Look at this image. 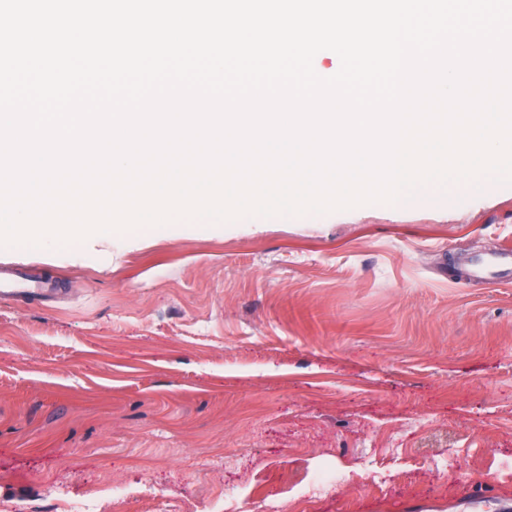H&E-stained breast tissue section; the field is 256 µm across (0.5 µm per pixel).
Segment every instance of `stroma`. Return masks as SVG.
<instances>
[{"label":"stroma","mask_w":512,"mask_h":512,"mask_svg":"<svg viewBox=\"0 0 512 512\" xmlns=\"http://www.w3.org/2000/svg\"><path fill=\"white\" fill-rule=\"evenodd\" d=\"M100 239L0 248L65 278L0 298V512H512V186ZM474 267L473 274L475 277L493 282L497 279L500 270H512V247L502 248L496 256L482 259Z\"/></svg>","instance_id":"35a3bbf8"}]
</instances>
